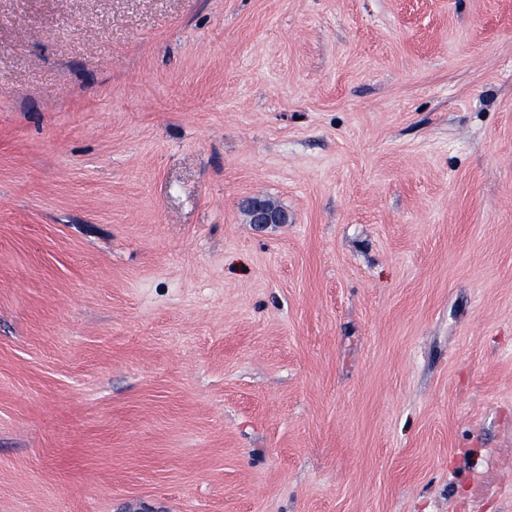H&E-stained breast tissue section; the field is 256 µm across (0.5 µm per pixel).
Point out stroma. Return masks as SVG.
<instances>
[{"mask_svg": "<svg viewBox=\"0 0 512 512\" xmlns=\"http://www.w3.org/2000/svg\"><path fill=\"white\" fill-rule=\"evenodd\" d=\"M0 512H512V0H0Z\"/></svg>", "mask_w": 512, "mask_h": 512, "instance_id": "stroma-1", "label": "stroma"}]
</instances>
